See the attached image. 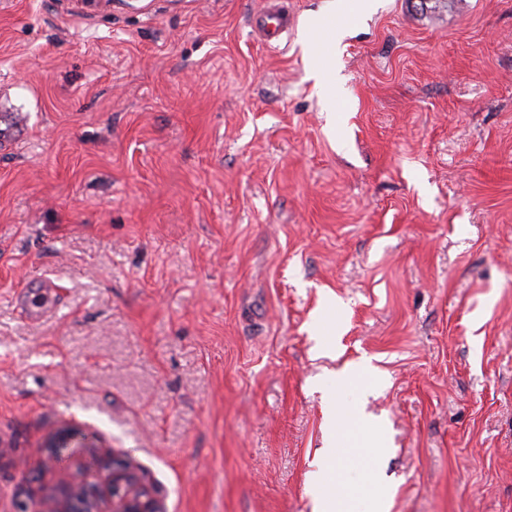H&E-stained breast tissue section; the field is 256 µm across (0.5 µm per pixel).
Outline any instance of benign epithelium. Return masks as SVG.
<instances>
[{
    "mask_svg": "<svg viewBox=\"0 0 512 512\" xmlns=\"http://www.w3.org/2000/svg\"><path fill=\"white\" fill-rule=\"evenodd\" d=\"M100 465L108 471L102 485H88L65 473L60 483L69 490L63 499L43 500L38 512H160L151 488L134 467L103 454Z\"/></svg>",
    "mask_w": 512,
    "mask_h": 512,
    "instance_id": "1",
    "label": "benign epithelium"
}]
</instances>
